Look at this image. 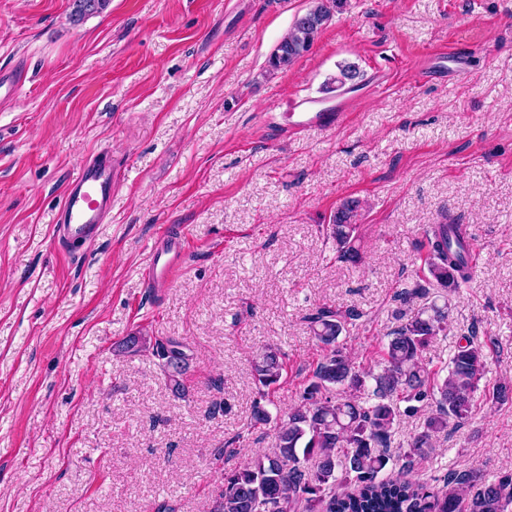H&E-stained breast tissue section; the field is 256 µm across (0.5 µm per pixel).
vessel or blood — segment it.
Wrapping results in <instances>:
<instances>
[{
  "label": "vessel or blood",
  "instance_id": "b4317fda",
  "mask_svg": "<svg viewBox=\"0 0 512 512\" xmlns=\"http://www.w3.org/2000/svg\"><path fill=\"white\" fill-rule=\"evenodd\" d=\"M300 111L290 113L288 127L299 134L313 128H328L347 120L349 104L339 100L324 107L319 100L305 98ZM112 205V165L98 158L84 162L63 195L58 220L61 242H85L95 237L105 213ZM187 259L184 236H171L155 244L149 252L143 269L146 286L172 284L182 271Z\"/></svg>",
  "mask_w": 512,
  "mask_h": 512
}]
</instances>
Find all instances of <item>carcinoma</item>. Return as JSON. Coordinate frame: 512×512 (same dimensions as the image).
I'll use <instances>...</instances> for the list:
<instances>
[{
  "mask_svg": "<svg viewBox=\"0 0 512 512\" xmlns=\"http://www.w3.org/2000/svg\"><path fill=\"white\" fill-rule=\"evenodd\" d=\"M108 0H74V17L81 19L107 7ZM343 0H317L298 17L277 45L269 63L274 69L290 66L308 52L331 17V7ZM355 202L337 210L330 227L337 258L356 265L362 260L353 224ZM425 281L456 290L470 278L466 233L461 224H435L427 237ZM353 313L321 308L311 317L322 358L303 384L298 401L274 421L263 404L287 376L279 354L267 348L253 361L259 399L254 401L250 426L274 424L275 445L242 467L224 473L222 486L209 512H512V474L489 481L475 467L448 474L446 486L434 491L425 485L382 477L394 460L409 468L417 456L433 448L448 422L467 421L474 395L485 377L487 354L476 337L464 338L440 379L421 360L429 341L448 331V312L432 304L395 329L384 345L376 368H362L346 354L338 339ZM121 353L149 352L162 360L171 391H184L185 345L174 338L147 333L130 336L118 345ZM493 404L512 402V384L499 382L488 392ZM434 405L423 429L394 457L391 431L402 415ZM350 481L358 491L336 494V486Z\"/></svg>",
  "mask_w": 512,
  "mask_h": 512,
  "instance_id": "cac0c4a2",
  "label": "carcinoma"
}]
</instances>
